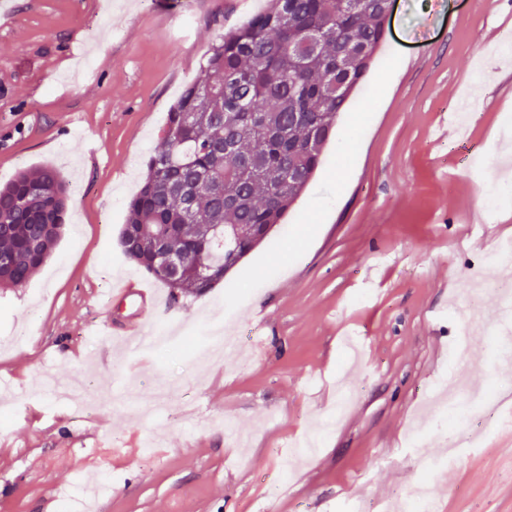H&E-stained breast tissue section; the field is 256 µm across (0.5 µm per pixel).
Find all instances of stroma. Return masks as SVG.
I'll use <instances>...</instances> for the list:
<instances>
[{"instance_id":"stroma-1","label":"stroma","mask_w":512,"mask_h":512,"mask_svg":"<svg viewBox=\"0 0 512 512\" xmlns=\"http://www.w3.org/2000/svg\"><path fill=\"white\" fill-rule=\"evenodd\" d=\"M266 0H8L0 14V186L49 166L67 227L22 288H0V512H337L408 494L441 425L429 390H512L495 343L451 363L464 293L512 239V193L484 219L512 155V0H396L386 42L282 224L223 283L172 300L123 254L119 230L167 114L209 45ZM478 94L465 136L481 174L437 141ZM288 261H281V251ZM148 288L161 349L112 342L114 286ZM237 348L211 355L213 336ZM484 442L432 484L437 512H512V446ZM423 436L425 448L412 436ZM152 440L154 452L127 455ZM105 442L94 500L80 456Z\"/></svg>"}]
</instances>
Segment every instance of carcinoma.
<instances>
[{"mask_svg": "<svg viewBox=\"0 0 512 512\" xmlns=\"http://www.w3.org/2000/svg\"><path fill=\"white\" fill-rule=\"evenodd\" d=\"M384 0H268L213 42L203 77L167 113L131 198L119 243L174 300L224 280L225 265L278 224L322 164L337 119L387 36ZM60 173L20 172L0 187V287L23 288L49 258L68 213ZM239 230L230 246L215 235ZM182 258L171 278L160 249Z\"/></svg>", "mask_w": 512, "mask_h": 512, "instance_id": "obj_1", "label": "carcinoma"}]
</instances>
